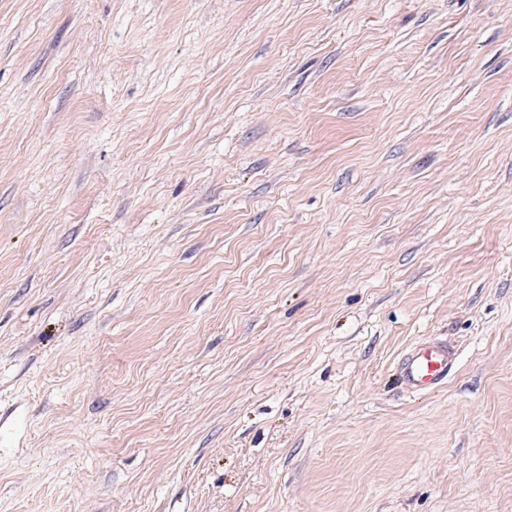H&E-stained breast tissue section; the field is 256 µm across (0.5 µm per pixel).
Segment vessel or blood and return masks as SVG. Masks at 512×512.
<instances>
[{
	"label": "vessel or blood",
	"instance_id": "b4317fda",
	"mask_svg": "<svg viewBox=\"0 0 512 512\" xmlns=\"http://www.w3.org/2000/svg\"><path fill=\"white\" fill-rule=\"evenodd\" d=\"M456 368V352L451 346L439 342H424L404 354L398 370L406 390L427 393L446 384Z\"/></svg>",
	"mask_w": 512,
	"mask_h": 512
}]
</instances>
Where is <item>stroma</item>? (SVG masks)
<instances>
[{
	"mask_svg": "<svg viewBox=\"0 0 512 512\" xmlns=\"http://www.w3.org/2000/svg\"><path fill=\"white\" fill-rule=\"evenodd\" d=\"M0 512H512V0H0ZM456 368V352L451 346L439 342H424L404 354L398 370L406 390L427 393L446 384Z\"/></svg>",
	"mask_w": 512,
	"mask_h": 512,
	"instance_id": "obj_1",
	"label": "stroma"
}]
</instances>
